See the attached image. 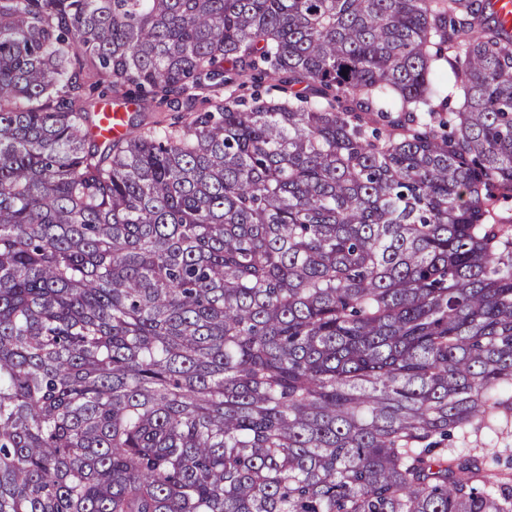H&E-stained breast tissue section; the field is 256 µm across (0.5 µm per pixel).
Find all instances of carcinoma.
Here are the masks:
<instances>
[{
  "instance_id": "1",
  "label": "carcinoma",
  "mask_w": 512,
  "mask_h": 512,
  "mask_svg": "<svg viewBox=\"0 0 512 512\" xmlns=\"http://www.w3.org/2000/svg\"><path fill=\"white\" fill-rule=\"evenodd\" d=\"M508 197L492 0H0V512H512ZM154 103L152 107H147L144 111L141 109L137 114V120L141 121L146 127L156 126L159 123L161 126H166L177 120L183 113L181 112V102L171 104H164L162 106ZM126 112L123 109L116 108L113 106H106L100 112L101 120L100 124L103 128L104 134L112 133V137L125 134L127 127L123 124L122 120Z\"/></svg>"
}]
</instances>
